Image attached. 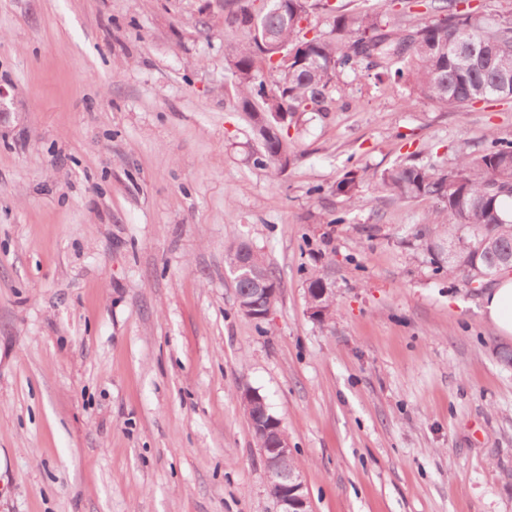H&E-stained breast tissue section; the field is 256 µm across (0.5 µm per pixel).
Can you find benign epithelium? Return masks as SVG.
Segmentation results:
<instances>
[{
	"mask_svg": "<svg viewBox=\"0 0 512 512\" xmlns=\"http://www.w3.org/2000/svg\"><path fill=\"white\" fill-rule=\"evenodd\" d=\"M241 399L248 404L247 418L253 431L263 435L260 448L267 469L270 489L275 493L281 512H311L304 484L288 467L291 448L282 432V423L267 411L264 399L256 392L245 391Z\"/></svg>",
	"mask_w": 512,
	"mask_h": 512,
	"instance_id": "obj_1",
	"label": "benign epithelium"
}]
</instances>
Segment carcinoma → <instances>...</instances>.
<instances>
[{"label":"carcinoma","instance_id":"1","mask_svg":"<svg viewBox=\"0 0 512 512\" xmlns=\"http://www.w3.org/2000/svg\"><path fill=\"white\" fill-rule=\"evenodd\" d=\"M460 2L430 0L426 8L434 19L421 17L408 29L364 9L333 8L332 35L309 38L304 23L310 0H237L227 20L242 38L224 46L227 86L261 141L256 165L284 172L295 157L288 127L306 112L333 111L343 92L340 76L360 68L374 72L379 82L406 83L451 112L512 97V71L496 66L499 58L512 57V15L485 21L461 9ZM267 73L276 76L272 88ZM378 180L395 199L431 197L442 204L419 231L428 238L435 271L482 285L512 266V213L501 207L503 197L512 198V142L493 140L477 152L463 151L446 171L407 160L384 170ZM358 186L349 172L335 191L352 206ZM226 261L238 291L260 278L268 288L279 287L265 257L244 243H231ZM322 288L319 272L308 273V304L320 322L336 316L335 299L321 297Z\"/></svg>","mask_w":512,"mask_h":512}]
</instances>
